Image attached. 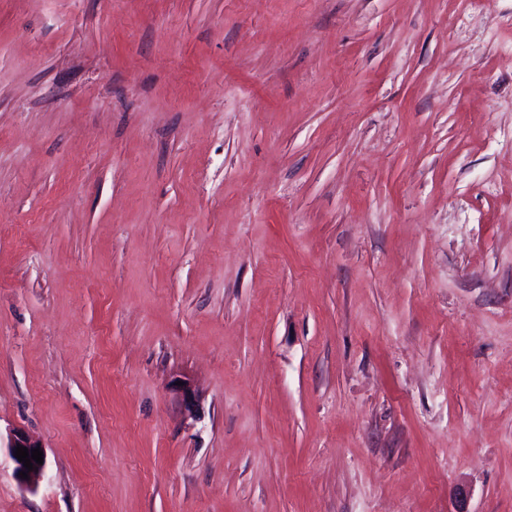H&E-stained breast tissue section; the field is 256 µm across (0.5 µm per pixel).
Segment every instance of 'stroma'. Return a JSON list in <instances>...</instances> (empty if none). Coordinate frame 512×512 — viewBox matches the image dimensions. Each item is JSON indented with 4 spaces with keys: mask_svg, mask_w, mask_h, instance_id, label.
Segmentation results:
<instances>
[{
    "mask_svg": "<svg viewBox=\"0 0 512 512\" xmlns=\"http://www.w3.org/2000/svg\"><path fill=\"white\" fill-rule=\"evenodd\" d=\"M0 512H512V0H0ZM18 445H21L23 447L28 448L29 457L32 464H33V470L28 471L26 467H24V462H19V460L15 457V451L16 447ZM37 447H40V450H42V446L35 440H32L28 436H26L21 431H15L8 443L9 448V457L13 464V477L16 480L18 486L24 490V491H33L35 490L37 486V480L44 474L45 468H46V456L43 452V464L38 465L35 460L31 459V450L36 449ZM20 471H24L25 473H28V479H22L20 477Z\"/></svg>",
    "mask_w": 512,
    "mask_h": 512,
    "instance_id": "obj_1",
    "label": "stroma"
}]
</instances>
